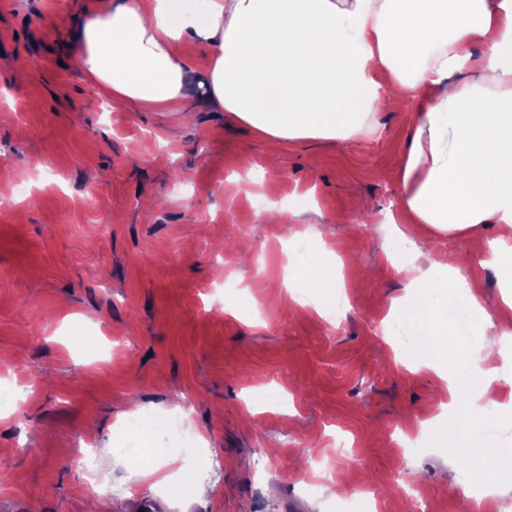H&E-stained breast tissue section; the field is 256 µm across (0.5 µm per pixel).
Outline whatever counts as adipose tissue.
<instances>
[{
  "label": "adipose tissue",
  "mask_w": 512,
  "mask_h": 512,
  "mask_svg": "<svg viewBox=\"0 0 512 512\" xmlns=\"http://www.w3.org/2000/svg\"><path fill=\"white\" fill-rule=\"evenodd\" d=\"M79 69L113 101L150 112H183L192 68L203 60L208 101L261 134L271 147L348 141L376 131L378 112L409 113L398 164L394 243L409 224L448 238L500 227L478 250L512 282V0H95L80 25ZM285 281L291 297L314 294L332 317L336 269L292 236ZM465 255L401 257L409 274L389 317L413 341L411 366L442 379L455 414L435 426L438 447L461 451L473 473L501 450L495 424L458 396L499 405V368H481L512 324L493 320L462 273Z\"/></svg>",
  "instance_id": "1"
}]
</instances>
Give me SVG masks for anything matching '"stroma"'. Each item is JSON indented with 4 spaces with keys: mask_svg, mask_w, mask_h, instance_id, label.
Segmentation results:
<instances>
[{
    "mask_svg": "<svg viewBox=\"0 0 512 512\" xmlns=\"http://www.w3.org/2000/svg\"><path fill=\"white\" fill-rule=\"evenodd\" d=\"M93 0H0V505L7 512H377L420 488L456 512L464 468L435 447L440 380L382 337L408 274L389 258L390 227L356 206L396 211L402 113L383 134L284 146L261 168L262 136L194 96L189 123L110 103L75 65L77 24ZM338 240L347 305L334 320L294 304L285 285L290 225L263 201L294 205ZM411 227L417 250L472 251ZM485 311L512 320L498 273L464 268ZM101 341L100 354L79 335ZM203 452L160 434L185 396ZM141 447L87 472V445L118 443L129 417ZM190 464L208 492L171 494Z\"/></svg>",
    "mask_w": 512,
    "mask_h": 512,
    "instance_id": "obj_1",
    "label": "stroma"
}]
</instances>
